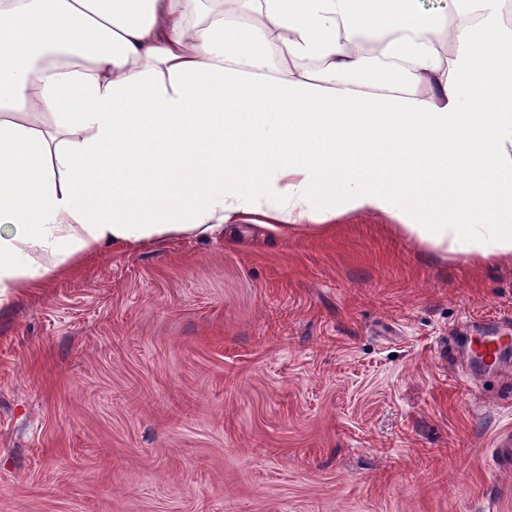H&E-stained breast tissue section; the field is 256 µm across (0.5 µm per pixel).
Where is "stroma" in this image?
Wrapping results in <instances>:
<instances>
[{
    "mask_svg": "<svg viewBox=\"0 0 512 512\" xmlns=\"http://www.w3.org/2000/svg\"><path fill=\"white\" fill-rule=\"evenodd\" d=\"M512 262L371 212L87 257L0 310V512H512ZM454 348L469 352L479 374L496 371L505 363L512 350V330L506 325L490 330L481 329L469 336H460Z\"/></svg>",
    "mask_w": 512,
    "mask_h": 512,
    "instance_id": "1",
    "label": "stroma"
}]
</instances>
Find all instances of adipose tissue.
Returning a JSON list of instances; mask_svg holds the SVG:
<instances>
[{"label":"adipose tissue","instance_id":"1","mask_svg":"<svg viewBox=\"0 0 512 512\" xmlns=\"http://www.w3.org/2000/svg\"><path fill=\"white\" fill-rule=\"evenodd\" d=\"M511 3L0 0V309L86 255L253 220L367 210L512 261ZM375 63L401 80L353 82Z\"/></svg>","mask_w":512,"mask_h":512}]
</instances>
